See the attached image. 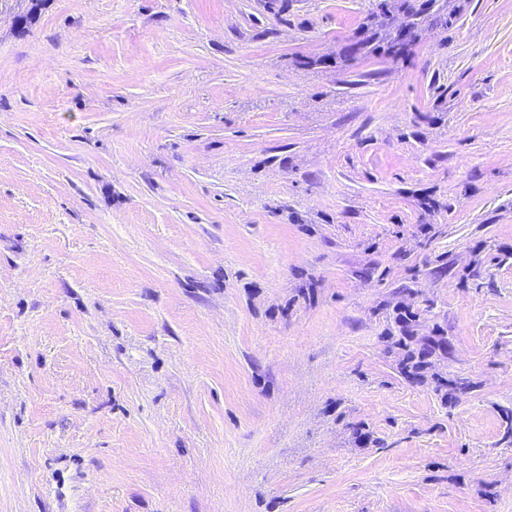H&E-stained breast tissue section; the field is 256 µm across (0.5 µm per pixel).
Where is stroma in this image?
Listing matches in <instances>:
<instances>
[{"instance_id": "35a3bbf8", "label": "stroma", "mask_w": 512, "mask_h": 512, "mask_svg": "<svg viewBox=\"0 0 512 512\" xmlns=\"http://www.w3.org/2000/svg\"><path fill=\"white\" fill-rule=\"evenodd\" d=\"M511 412L512 0H0V512H512ZM388 347L400 351V373L409 381L423 382L432 367L428 359L431 353H426L416 345L419 341L415 336H388L385 337Z\"/></svg>"}]
</instances>
